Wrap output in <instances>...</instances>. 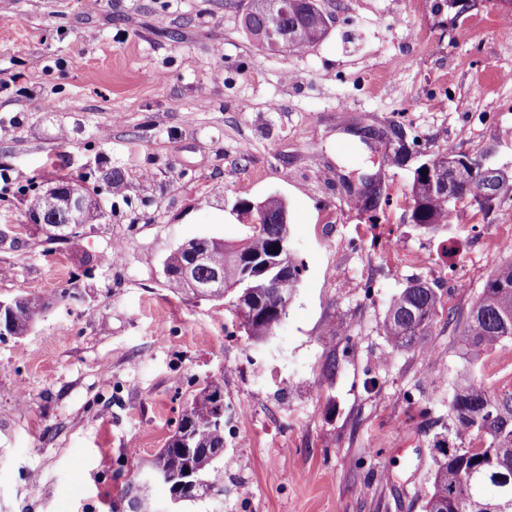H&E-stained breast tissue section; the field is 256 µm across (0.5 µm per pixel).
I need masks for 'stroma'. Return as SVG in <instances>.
<instances>
[{"label":"stroma","instance_id":"obj_1","mask_svg":"<svg viewBox=\"0 0 512 512\" xmlns=\"http://www.w3.org/2000/svg\"><path fill=\"white\" fill-rule=\"evenodd\" d=\"M434 4L322 0L325 38L265 57L225 0H5L0 299L52 305L0 340V512H130V483L166 512L145 464L210 382L236 410L224 493L178 512H422L466 365L458 336L512 259L499 248L512 199L457 201L441 235L409 220L426 158L512 171V41L487 30L502 9ZM397 136L402 166L387 160ZM362 175L384 188L372 213L343 189ZM63 181L96 191L103 214L49 244L27 200ZM273 193L304 269L257 343L231 304L168 290L162 261L192 239L245 237L234 204ZM415 280L440 296L433 336L395 350L381 322ZM476 377L512 394V341Z\"/></svg>","mask_w":512,"mask_h":512}]
</instances>
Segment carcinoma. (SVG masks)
<instances>
[{"mask_svg": "<svg viewBox=\"0 0 512 512\" xmlns=\"http://www.w3.org/2000/svg\"><path fill=\"white\" fill-rule=\"evenodd\" d=\"M255 0H246L241 23L246 34L262 52H267L259 31L266 17L253 10ZM319 0H305L281 20L280 32L287 47L306 50L321 41L329 26ZM454 160L435 155L413 172L410 188V222L427 231L448 224L451 204L472 197L470 172L450 168ZM481 205L490 207L512 193V175L494 169L488 177ZM47 195L30 201L32 223L49 230V238L71 240L73 235L50 220ZM287 211L278 195H270L253 207L242 203L237 209L241 220L264 219L252 233L238 242L224 241L208 249L207 270L223 272L231 283L247 280V287L272 296L268 274L247 268L244 256L270 258L273 247L290 244V228L279 222ZM187 249L178 246L163 260V268L174 272L186 261ZM243 288H213L203 299L219 301L233 296L235 306L244 311L243 325L248 336L262 341L283 322L280 314L265 300L251 303ZM440 306L437 289L416 280L390 301L382 322L383 334L394 349L421 347L428 343ZM48 301L40 295L19 296L0 301V330L14 337L26 335L44 316ZM512 339V260L498 263L473 302L459 343L468 364H480L505 341ZM223 397L219 385L211 382L192 400L166 448L150 462L159 470L182 482L183 500L194 501L224 491V470L218 462L224 457V423L216 418L217 398ZM451 412L448 439L434 444L437 457L428 486L421 494L423 512H489L507 500L512 501V396L490 394L475 376L465 370L457 375L448 395Z\"/></svg>", "mask_w": 512, "mask_h": 512, "instance_id": "obj_1", "label": "carcinoma"}]
</instances>
